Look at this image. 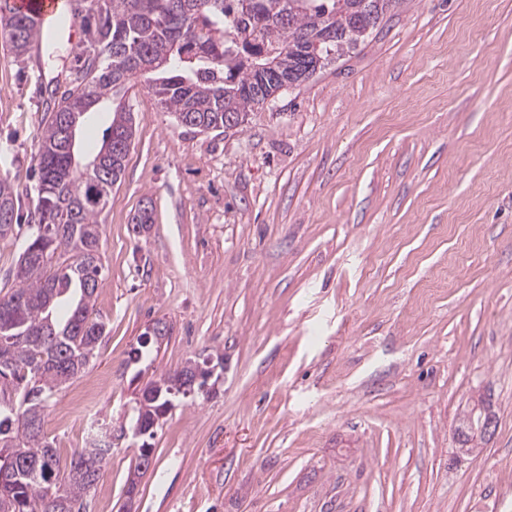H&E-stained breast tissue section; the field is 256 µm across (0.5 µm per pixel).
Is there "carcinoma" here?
<instances>
[{
    "label": "carcinoma",
    "mask_w": 512,
    "mask_h": 512,
    "mask_svg": "<svg viewBox=\"0 0 512 512\" xmlns=\"http://www.w3.org/2000/svg\"><path fill=\"white\" fill-rule=\"evenodd\" d=\"M239 0H103L87 9L94 19L90 39L101 46L88 58L80 81L64 92L40 134L37 223L15 277L19 287L0 299V340L13 338L10 364H0V501L11 512H87L86 498L101 476L112 449L105 443L82 448L61 462L53 443L32 431L56 388L88 364L105 334L92 317L102 264L98 215L112 187L121 181L134 135L132 113L118 105L103 130L108 176L92 178L70 168L64 131L80 126L92 107L132 80L145 83L166 112L200 131L224 126V116L250 115L259 106L253 94L261 82L250 54L266 49L279 59L281 73L293 74L314 54L325 59L357 48L368 38L357 18L379 20L400 0H252V14ZM0 36L19 57L35 32L28 15L0 0ZM14 188L0 182V238L18 225ZM80 293L76 306L57 311L61 298ZM206 373L195 367L150 383L136 404L134 425L153 436V415L173 399L204 389Z\"/></svg>",
    "instance_id": "carcinoma-1"
}]
</instances>
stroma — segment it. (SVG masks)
<instances>
[{
  "instance_id": "obj_1",
  "label": "stroma",
  "mask_w": 512,
  "mask_h": 512,
  "mask_svg": "<svg viewBox=\"0 0 512 512\" xmlns=\"http://www.w3.org/2000/svg\"><path fill=\"white\" fill-rule=\"evenodd\" d=\"M83 51L19 58L0 39V181L21 222L0 239V297ZM116 102L135 135L98 218L105 335L42 421L69 458L86 434L66 409L101 383L86 414L112 453L89 512L126 500L139 390L203 359L217 382L160 420L134 512H512V0H402L236 130L183 126L128 84L81 158ZM157 321L168 336L133 360ZM479 396L497 428L468 455L454 429Z\"/></svg>"
}]
</instances>
